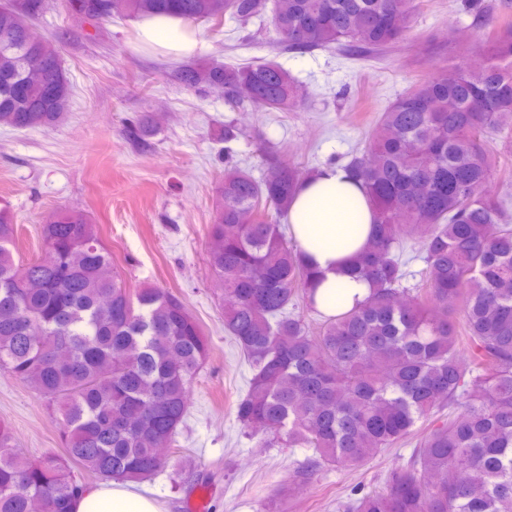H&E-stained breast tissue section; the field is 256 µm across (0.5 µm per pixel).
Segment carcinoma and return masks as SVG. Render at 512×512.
<instances>
[{"mask_svg":"<svg viewBox=\"0 0 512 512\" xmlns=\"http://www.w3.org/2000/svg\"><path fill=\"white\" fill-rule=\"evenodd\" d=\"M67 14L104 25L119 16L165 14L245 25L268 13L277 46L308 52L348 43L392 49L412 27L414 0H59ZM46 0L0 6V125L61 122L71 85L55 43L31 22ZM485 62L444 67L416 82L373 124L345 166L376 217L375 236L350 272L370 284L358 307L317 325L314 270L287 237L294 194L306 176L266 158L261 178L224 169L209 226L208 265L224 288V331L251 369L236 418L263 444L310 448L315 464L359 467L428 428L382 491L342 504L350 512H512V224L484 193L497 157L490 143L512 125V23L479 41ZM175 78L229 105L288 112L303 102L274 60L184 65ZM61 86L55 101L43 86ZM154 134L148 119L130 139ZM0 209V369L27 383L62 427L64 454L31 459L0 424V512H71L88 485L140 482L166 462L192 381L207 357L202 328L182 300L127 287L97 225L81 210L43 226V253L26 264L10 245ZM424 253L422 287L401 302L400 253Z\"/></svg>","mask_w":512,"mask_h":512,"instance_id":"carcinoma-1","label":"carcinoma"}]
</instances>
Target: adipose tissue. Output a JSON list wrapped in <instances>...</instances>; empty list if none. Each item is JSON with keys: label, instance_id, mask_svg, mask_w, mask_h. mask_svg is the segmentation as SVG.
<instances>
[{"label": "adipose tissue", "instance_id": "ef3b65f1", "mask_svg": "<svg viewBox=\"0 0 512 512\" xmlns=\"http://www.w3.org/2000/svg\"><path fill=\"white\" fill-rule=\"evenodd\" d=\"M139 44L174 58L206 47L192 24L180 17L151 15L135 23ZM290 232L315 271L316 308L332 315L362 304L367 281L347 275L351 257L375 233L374 215L364 189L336 166L321 168L305 179L288 209ZM73 512H164L155 499L115 481L78 499Z\"/></svg>", "mask_w": 512, "mask_h": 512}]
</instances>
